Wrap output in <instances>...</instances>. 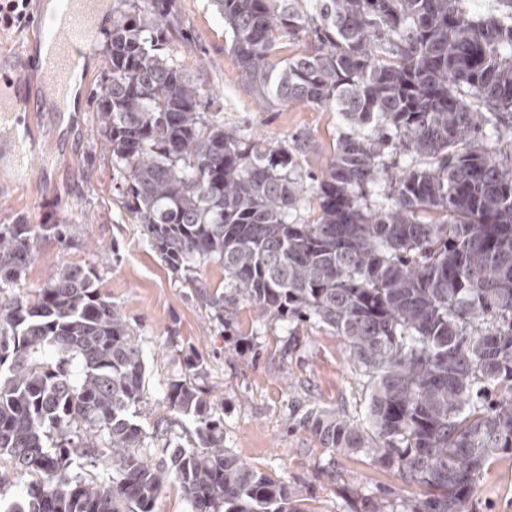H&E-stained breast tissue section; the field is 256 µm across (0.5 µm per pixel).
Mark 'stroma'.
Segmentation results:
<instances>
[{"label":"stroma","mask_w":512,"mask_h":512,"mask_svg":"<svg viewBox=\"0 0 512 512\" xmlns=\"http://www.w3.org/2000/svg\"><path fill=\"white\" fill-rule=\"evenodd\" d=\"M120 8L119 0H110L102 13V33L80 75L78 111L17 112L0 136V224L67 227L65 239L37 240L21 287H0V306L18 297L34 300L53 273L94 269L100 293L121 307L143 351L145 387L137 415L153 460L161 459L166 443L194 441V421L162 417L160 403L167 384L188 378L187 363L196 358L203 366L200 381L224 417L225 448L257 470L288 478L306 512H351L355 497L370 493L394 500L419 496L418 486L364 454H329L298 429L311 409L337 412L354 425L365 420L368 379L338 336L313 322L287 328L261 316L234 299L223 265L208 260L193 275L195 284L223 292L224 317L216 319L198 299L195 284L165 263L124 207L117 192L121 178L102 147L91 94L108 65L107 35ZM174 11L184 35L174 40L171 58L210 87L211 110L225 130L297 153L295 174L304 193L293 217L313 220V179L325 171L346 125L330 109L260 104L241 80L211 0H174ZM28 138L39 160L28 172L10 174L14 145ZM328 462L336 470L332 480L320 471ZM466 512H512V459L484 475Z\"/></svg>","instance_id":"stroma-1"}]
</instances>
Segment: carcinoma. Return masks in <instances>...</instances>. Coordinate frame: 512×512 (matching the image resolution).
Returning <instances> with one entry per match:
<instances>
[{"label": "carcinoma", "mask_w": 512, "mask_h": 512, "mask_svg": "<svg viewBox=\"0 0 512 512\" xmlns=\"http://www.w3.org/2000/svg\"><path fill=\"white\" fill-rule=\"evenodd\" d=\"M241 78L269 108L341 112L349 132L302 197L293 155L224 130L212 92L169 57L173 0L112 19L109 70L92 89L125 208L175 271L220 261L235 294L283 323L315 321L369 376L368 429L312 410L298 421L330 455L362 452L424 488L400 510L464 512L512 456V0H214ZM303 49L282 60L284 42ZM421 159L376 203L383 157ZM63 224H0V285L21 284L41 236ZM224 319V295L196 288ZM145 363L91 269L52 275L34 301L0 308V458L38 476L0 512H153L169 482L190 512H306L286 478L224 448L202 386L168 383L164 413L196 445L156 464L136 408ZM107 459V479L73 471Z\"/></svg>", "instance_id": "cac0c4a2"}]
</instances>
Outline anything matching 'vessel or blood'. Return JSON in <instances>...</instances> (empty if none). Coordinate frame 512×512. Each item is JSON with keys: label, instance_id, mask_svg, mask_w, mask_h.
<instances>
[{"label": "vessel or blood", "instance_id": "vessel-or-blood-1", "mask_svg": "<svg viewBox=\"0 0 512 512\" xmlns=\"http://www.w3.org/2000/svg\"><path fill=\"white\" fill-rule=\"evenodd\" d=\"M98 0H51L38 4L33 27L39 46L20 54L13 65L0 70V87L16 90L39 84L44 98L28 103L31 112L52 105L63 111L70 93L72 75L85 67L98 30L94 23Z\"/></svg>", "mask_w": 512, "mask_h": 512}]
</instances>
